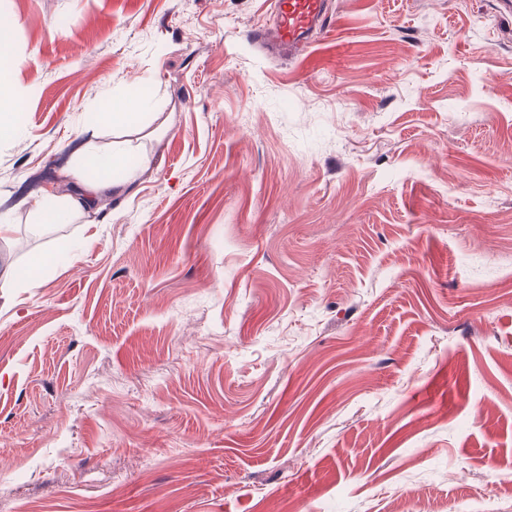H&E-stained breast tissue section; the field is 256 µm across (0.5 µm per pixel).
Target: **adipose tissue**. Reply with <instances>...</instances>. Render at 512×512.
I'll return each mask as SVG.
<instances>
[{"mask_svg": "<svg viewBox=\"0 0 512 512\" xmlns=\"http://www.w3.org/2000/svg\"><path fill=\"white\" fill-rule=\"evenodd\" d=\"M148 101V93L142 91L102 102L95 111V121L112 127H132L137 134H144L142 118ZM148 163V155L130 145L107 153L97 147L86 150L72 172L75 183L71 191L60 197L50 196L37 205L35 215L38 223L58 224L82 218L96 210L105 195L122 189Z\"/></svg>", "mask_w": 512, "mask_h": 512, "instance_id": "1", "label": "adipose tissue"}]
</instances>
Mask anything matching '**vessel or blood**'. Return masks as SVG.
Instances as JSON below:
<instances>
[{"label":"vessel or blood","mask_w":512,"mask_h":512,"mask_svg":"<svg viewBox=\"0 0 512 512\" xmlns=\"http://www.w3.org/2000/svg\"><path fill=\"white\" fill-rule=\"evenodd\" d=\"M332 23L327 0H271L268 22L247 30L246 36L268 54L303 58L312 35L324 32Z\"/></svg>","instance_id":"b4317fda"}]
</instances>
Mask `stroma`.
<instances>
[{
  "mask_svg": "<svg viewBox=\"0 0 512 512\" xmlns=\"http://www.w3.org/2000/svg\"><path fill=\"white\" fill-rule=\"evenodd\" d=\"M268 2L0 0V512H512V15L329 0L298 62ZM136 77L150 167L35 229ZM14 63L0 37V87L5 89V97L0 101V137L8 135L14 125V116L20 111V104L8 94L11 86Z\"/></svg>",
  "mask_w": 512,
  "mask_h": 512,
  "instance_id": "1",
  "label": "stroma"
}]
</instances>
